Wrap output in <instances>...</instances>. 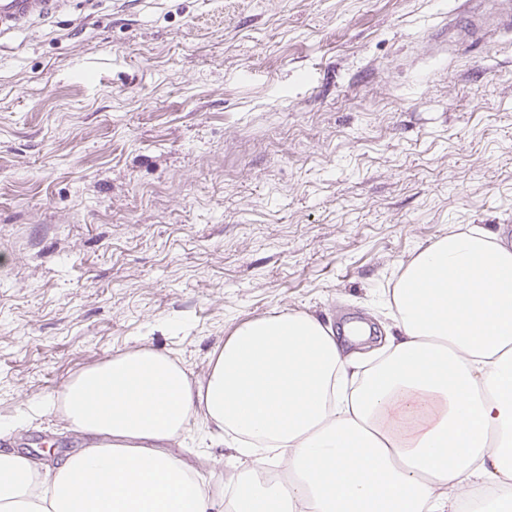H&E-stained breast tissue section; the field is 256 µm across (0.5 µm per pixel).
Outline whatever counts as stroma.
I'll return each mask as SVG.
<instances>
[{
    "mask_svg": "<svg viewBox=\"0 0 512 512\" xmlns=\"http://www.w3.org/2000/svg\"><path fill=\"white\" fill-rule=\"evenodd\" d=\"M462 0H75L0 40V424L144 346L191 378L285 310L385 333L402 263L512 227V29L449 43ZM192 417L174 453L235 468Z\"/></svg>",
    "mask_w": 512,
    "mask_h": 512,
    "instance_id": "1",
    "label": "stroma"
}]
</instances>
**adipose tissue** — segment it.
Masks as SVG:
<instances>
[{"label":"adipose tissue","instance_id":"adipose-tissue-1","mask_svg":"<svg viewBox=\"0 0 512 512\" xmlns=\"http://www.w3.org/2000/svg\"><path fill=\"white\" fill-rule=\"evenodd\" d=\"M389 306L371 348L365 323L285 311L235 327L195 383L146 347L87 368L40 407L93 443L47 466L0 450V512H512V243L459 225ZM195 415L246 462L229 498L167 451Z\"/></svg>","mask_w":512,"mask_h":512}]
</instances>
